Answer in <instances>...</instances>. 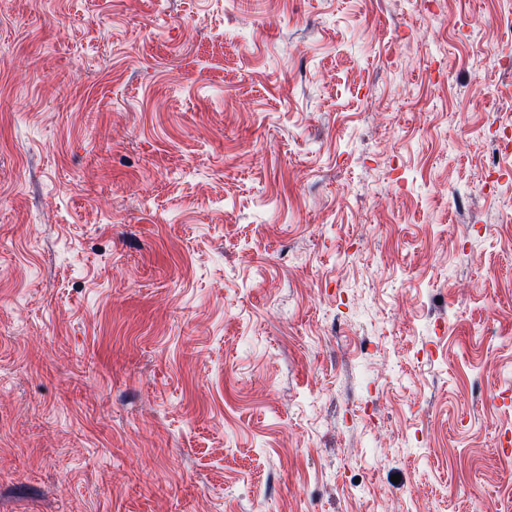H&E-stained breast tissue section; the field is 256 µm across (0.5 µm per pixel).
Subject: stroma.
Listing matches in <instances>:
<instances>
[{
  "mask_svg": "<svg viewBox=\"0 0 512 512\" xmlns=\"http://www.w3.org/2000/svg\"><path fill=\"white\" fill-rule=\"evenodd\" d=\"M511 12L0 0V512H512Z\"/></svg>",
  "mask_w": 512,
  "mask_h": 512,
  "instance_id": "35a3bbf8",
  "label": "stroma"
}]
</instances>
